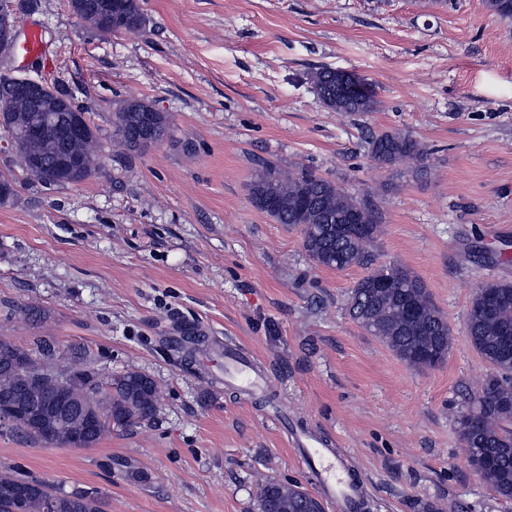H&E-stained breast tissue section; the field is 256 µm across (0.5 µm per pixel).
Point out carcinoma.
Wrapping results in <instances>:
<instances>
[{
  "label": "carcinoma",
  "mask_w": 512,
  "mask_h": 512,
  "mask_svg": "<svg viewBox=\"0 0 512 512\" xmlns=\"http://www.w3.org/2000/svg\"><path fill=\"white\" fill-rule=\"evenodd\" d=\"M492 14L512 20V0H487ZM83 20L100 33L119 34L140 30L145 26L141 0H112V21L100 25L90 16ZM337 73L320 69L314 74L323 102L343 114L370 112L375 105L371 87L360 91L336 87ZM156 113L162 128H168V117L141 100L125 101L115 113L113 135L120 147L129 153H141L161 141H146L134 136L144 114ZM38 113L23 99L13 100L9 111L0 115V127L12 134L19 153L38 163L27 172L45 184H78L89 178L98 165L97 136L87 122L74 132L61 136L53 130L34 134L32 127ZM372 157L391 165L422 155L420 145L407 135L395 132L372 138ZM250 199L277 224H296L303 233V246L319 266L346 270L369 267L373 259L367 245L374 239L378 225L365 202L332 182L312 172L284 173L267 164L259 169L250 185ZM397 287L375 286L376 271L363 277L351 292L350 313L365 330L383 340L403 361L424 368L431 356L445 360L451 346L448 321L430 297L424 282L408 269L395 267ZM496 294L501 302L487 306L485 297ZM466 335L488 371L475 392L473 408L477 426L465 434L462 418H457L459 436H468V463L479 468L493 463L499 472L512 473V283H491L472 299L467 313ZM5 350L12 358L31 361L34 373L20 372L0 364V411L13 402V393L25 387L34 401L54 395L56 378L67 376L69 398L98 420L92 444H98L114 428L125 429L148 422L156 414L160 399L155 382L130 369L112 379V393L103 390L104 380L96 372L74 365L60 374L33 359V352L9 340ZM83 413L57 427L52 443L69 447L76 425ZM20 484L30 488L26 498L16 500L12 491ZM0 512L9 508L17 512H104L103 501L94 492L74 488L59 490L43 479L0 470ZM258 512H321L320 505L309 493L292 483H268L257 498Z\"/></svg>",
  "instance_id": "carcinoma-1"
}]
</instances>
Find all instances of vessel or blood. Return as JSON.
Segmentation results:
<instances>
[{
	"label": "vessel or blood",
	"mask_w": 512,
	"mask_h": 512,
	"mask_svg": "<svg viewBox=\"0 0 512 512\" xmlns=\"http://www.w3.org/2000/svg\"><path fill=\"white\" fill-rule=\"evenodd\" d=\"M224 367L249 390L263 389L268 383L267 375L257 371L252 354L235 344H226L224 348ZM281 425L291 435V446L298 460L313 468L321 498L334 512H360L362 486L346 477L341 461L324 452L321 438L286 419Z\"/></svg>",
	"instance_id": "1"
}]
</instances>
